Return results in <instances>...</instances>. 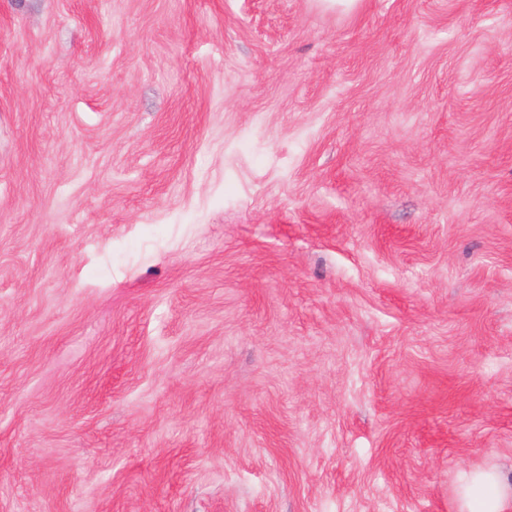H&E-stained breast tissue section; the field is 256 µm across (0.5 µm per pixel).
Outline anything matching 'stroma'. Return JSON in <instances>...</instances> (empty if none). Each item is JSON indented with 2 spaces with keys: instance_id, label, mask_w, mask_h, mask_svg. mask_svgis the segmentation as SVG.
Listing matches in <instances>:
<instances>
[{
  "instance_id": "stroma-1",
  "label": "stroma",
  "mask_w": 512,
  "mask_h": 512,
  "mask_svg": "<svg viewBox=\"0 0 512 512\" xmlns=\"http://www.w3.org/2000/svg\"><path fill=\"white\" fill-rule=\"evenodd\" d=\"M512 464V0H0V512H458Z\"/></svg>"
}]
</instances>
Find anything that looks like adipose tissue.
<instances>
[{
  "instance_id": "ef3b65f1",
  "label": "adipose tissue",
  "mask_w": 512,
  "mask_h": 512,
  "mask_svg": "<svg viewBox=\"0 0 512 512\" xmlns=\"http://www.w3.org/2000/svg\"><path fill=\"white\" fill-rule=\"evenodd\" d=\"M458 512H512V469L469 471L458 489Z\"/></svg>"
}]
</instances>
